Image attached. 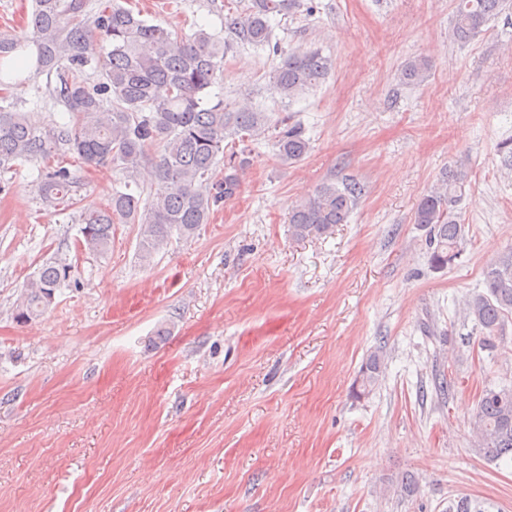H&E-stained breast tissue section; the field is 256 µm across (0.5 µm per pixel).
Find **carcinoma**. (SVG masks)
Listing matches in <instances>:
<instances>
[{
    "instance_id": "1",
    "label": "carcinoma",
    "mask_w": 512,
    "mask_h": 512,
    "mask_svg": "<svg viewBox=\"0 0 512 512\" xmlns=\"http://www.w3.org/2000/svg\"><path fill=\"white\" fill-rule=\"evenodd\" d=\"M508 0H455L451 40L464 44L479 35L501 13ZM301 0H252L246 11L226 18L231 40L199 32L182 37L113 0H33L28 26L40 71L55 76L54 98L71 114L68 123L37 124L13 105H0V168L41 161L37 180L41 199L71 207L74 178L68 168L51 164L66 149L94 168L119 166L127 171L148 160L147 148L157 145L153 161L156 188L142 193L115 191L110 202L81 214V243L102 254L112 245V225H140L138 250L144 260L177 234L193 236L208 223L213 210L235 197L239 172L249 165L250 151L224 154V141H244L265 132L267 118L243 105L235 110L210 104L205 96L221 77L230 41L265 46L271 42L273 16L296 13ZM111 46L96 80L88 77L84 55L89 38ZM332 66L319 50H294L282 55L270 80L273 91L294 100L325 79ZM428 60L414 57L399 72L405 85L423 81ZM278 158L288 164L303 159L311 141L305 128L281 117L274 124ZM224 178L214 179L218 167ZM353 178L322 182L308 199L288 215L297 238L330 234L347 223L363 196ZM464 192L460 173L450 169L439 187L423 195L414 223L430 229V263L444 268L460 255L464 239L455 207ZM70 277L67 264L49 262L22 293L15 319L27 323L54 303L56 291ZM485 291L467 300V315L483 333L482 347H494L504 317L512 312V253L487 269ZM382 374L378 352L370 353L353 387L358 398L370 394ZM477 451L486 459L512 463V385L486 387L472 420ZM448 512H485L479 503L460 497Z\"/></svg>"
}]
</instances>
